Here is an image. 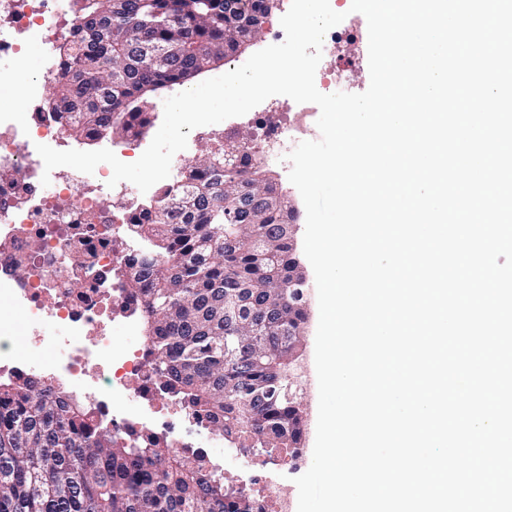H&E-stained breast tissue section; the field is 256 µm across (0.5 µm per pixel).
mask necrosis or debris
I'll return each mask as SVG.
<instances>
[{"label":"necrosis or debris","instance_id":"1","mask_svg":"<svg viewBox=\"0 0 512 512\" xmlns=\"http://www.w3.org/2000/svg\"><path fill=\"white\" fill-rule=\"evenodd\" d=\"M75 20L69 0H0V91H10L27 108L17 124L0 109V298L23 314L34 361L0 363V379L23 376L61 386L66 395L92 407L112 430L138 439L163 438L170 448L193 447L187 434L204 431L208 447L224 445L223 435L196 422L178 402L164 396L152 374L149 340L116 349L112 324L131 334L140 325L139 297L118 277L139 242L118 245L131 208L152 202L157 188L140 192L126 182L110 185V166L85 174L69 167L45 172L36 151L46 144L72 149L56 115L42 98L43 87L61 77L57 54L71 38ZM37 46L43 69L24 74L23 60ZM319 109L276 95L258 112L227 119V128L259 127L244 149L250 164L286 158L315 128ZM49 185H42V176ZM114 207L103 208V196ZM94 255L95 276L81 278L64 258L69 248Z\"/></svg>","mask_w":512,"mask_h":512}]
</instances>
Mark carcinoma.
Segmentation results:
<instances>
[{
  "instance_id": "obj_1",
  "label": "carcinoma",
  "mask_w": 512,
  "mask_h": 512,
  "mask_svg": "<svg viewBox=\"0 0 512 512\" xmlns=\"http://www.w3.org/2000/svg\"><path fill=\"white\" fill-rule=\"evenodd\" d=\"M263 0H73V39L49 107L67 137L141 136L143 96L226 59L280 10ZM171 48L158 67L149 43ZM248 131L222 135L181 183L127 224L146 251L123 272L144 295L154 372L170 398L234 448L303 447L296 365L307 320L288 283L297 212L284 189L240 162ZM206 455L122 436L60 389L0 380V512H256Z\"/></svg>"
}]
</instances>
